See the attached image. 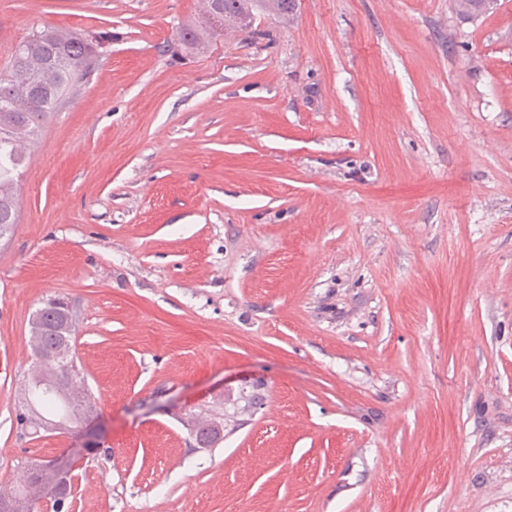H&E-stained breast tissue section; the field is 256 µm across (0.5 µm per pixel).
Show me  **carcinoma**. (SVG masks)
Masks as SVG:
<instances>
[{
    "label": "carcinoma",
    "mask_w": 512,
    "mask_h": 512,
    "mask_svg": "<svg viewBox=\"0 0 512 512\" xmlns=\"http://www.w3.org/2000/svg\"><path fill=\"white\" fill-rule=\"evenodd\" d=\"M294 2L203 0L204 15L180 33L181 46L197 50L229 28L249 29L256 10L287 14L293 10ZM456 7L468 16L489 10L485 0H456ZM105 38L101 32L84 34L45 25L31 30L22 57L16 62L9 61L8 70L35 74L43 85L34 95L27 80L19 75L12 81L0 80V238L11 233L17 224L18 186L29 146L49 115L57 111L95 67L99 61L96 50ZM32 318L39 324L37 329L30 328L35 362L25 382V409L17 413L16 420L17 425L28 424L31 433L38 434L60 421L82 415L91 392L81 369L74 365L64 394L47 391L45 381L55 362L45 360L44 356L54 351L61 339L74 341L76 328L65 325L60 313L47 306L39 308ZM223 427L219 417L202 420L196 425L197 437L210 447L220 439Z\"/></svg>",
    "instance_id": "cac0c4a2"
}]
</instances>
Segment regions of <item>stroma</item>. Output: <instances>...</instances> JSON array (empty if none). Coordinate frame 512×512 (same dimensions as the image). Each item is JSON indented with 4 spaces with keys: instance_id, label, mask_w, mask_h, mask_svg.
I'll return each mask as SVG.
<instances>
[{
    "instance_id": "35a3bbf8",
    "label": "stroma",
    "mask_w": 512,
    "mask_h": 512,
    "mask_svg": "<svg viewBox=\"0 0 512 512\" xmlns=\"http://www.w3.org/2000/svg\"><path fill=\"white\" fill-rule=\"evenodd\" d=\"M201 10L0 0V65L111 36L0 240V487L61 458L69 512H512V0H298L182 51ZM52 298L91 453L16 424Z\"/></svg>"
}]
</instances>
